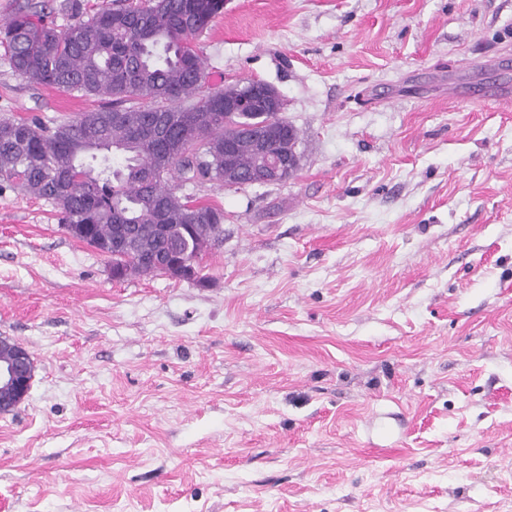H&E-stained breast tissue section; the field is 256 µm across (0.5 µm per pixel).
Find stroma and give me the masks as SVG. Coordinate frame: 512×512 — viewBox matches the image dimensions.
<instances>
[{
    "instance_id": "35a3bbf8",
    "label": "stroma",
    "mask_w": 512,
    "mask_h": 512,
    "mask_svg": "<svg viewBox=\"0 0 512 512\" xmlns=\"http://www.w3.org/2000/svg\"><path fill=\"white\" fill-rule=\"evenodd\" d=\"M214 86H273L287 181L224 212L203 281L112 278L53 204L0 188V512H512V0H224ZM95 97L0 48V118ZM12 357L0 360V415L12 412L28 395L33 380L34 364L29 352L14 342Z\"/></svg>"
}]
</instances>
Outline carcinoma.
<instances>
[{
  "mask_svg": "<svg viewBox=\"0 0 512 512\" xmlns=\"http://www.w3.org/2000/svg\"><path fill=\"white\" fill-rule=\"evenodd\" d=\"M72 10L73 22L61 28L45 5L23 0L0 23V43L29 84L105 105L51 126L38 118H0V183L50 201L64 224L86 225L82 242L108 256L119 229L130 227L134 235L122 250L128 275L160 273L170 247L194 256L185 225L208 231L224 218L221 209L178 194L169 178L224 183L226 146L242 115L278 127L295 144L298 132L261 103L243 113L224 111V98L243 95L238 85L199 96L206 67L196 36L222 13L224 0H144L93 14L75 0ZM153 113L185 133L186 150L164 165L159 145L137 135ZM231 160L247 178L260 155L244 145ZM158 224L169 232L159 234Z\"/></svg>",
  "mask_w": 512,
  "mask_h": 512,
  "instance_id": "carcinoma-1",
  "label": "carcinoma"
}]
</instances>
